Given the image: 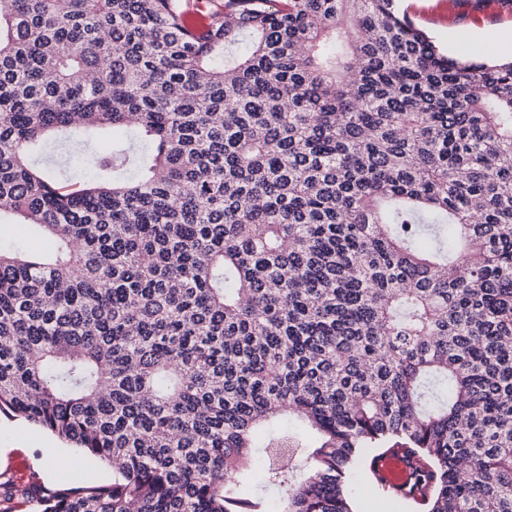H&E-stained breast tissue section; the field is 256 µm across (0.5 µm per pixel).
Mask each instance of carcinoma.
<instances>
[{
    "instance_id": "1",
    "label": "carcinoma",
    "mask_w": 512,
    "mask_h": 512,
    "mask_svg": "<svg viewBox=\"0 0 512 512\" xmlns=\"http://www.w3.org/2000/svg\"><path fill=\"white\" fill-rule=\"evenodd\" d=\"M83 175L49 143H95ZM0 414L112 484L35 512H512V58L395 0H0ZM0 243L5 248L24 247L33 251L43 247L29 224H14L7 220L0 223ZM375 466L385 490L401 494L409 487L415 463L398 453L379 458ZM359 512H400L383 500L370 486L355 485L352 490Z\"/></svg>"
}]
</instances>
